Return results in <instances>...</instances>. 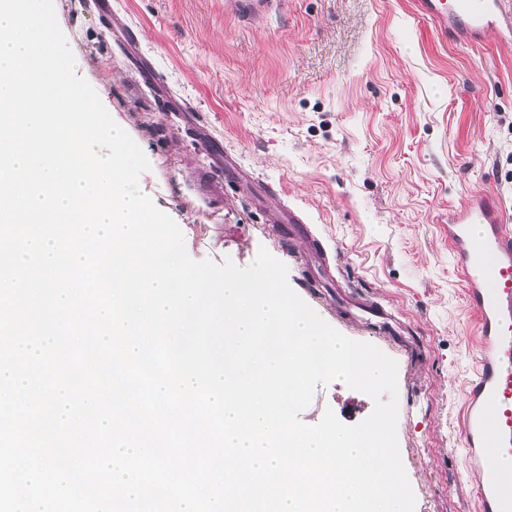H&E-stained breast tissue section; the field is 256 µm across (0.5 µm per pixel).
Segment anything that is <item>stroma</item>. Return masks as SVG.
Wrapping results in <instances>:
<instances>
[{
	"instance_id": "stroma-1",
	"label": "stroma",
	"mask_w": 512,
	"mask_h": 512,
	"mask_svg": "<svg viewBox=\"0 0 512 512\" xmlns=\"http://www.w3.org/2000/svg\"><path fill=\"white\" fill-rule=\"evenodd\" d=\"M76 72L150 162L140 191L197 260L267 248L326 322L398 364L397 438L415 512H472L459 423L477 348L448 253V211L486 191L512 219V45L443 39L413 0H54ZM141 33L128 41L125 30ZM320 252L288 245L281 206ZM328 261L334 287L308 282ZM383 304L397 332L338 316ZM372 399L317 385L300 420L356 424Z\"/></svg>"
}]
</instances>
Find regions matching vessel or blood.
Instances as JSON below:
<instances>
[{
  "instance_id": "1",
  "label": "vessel or blood",
  "mask_w": 512,
  "mask_h": 512,
  "mask_svg": "<svg viewBox=\"0 0 512 512\" xmlns=\"http://www.w3.org/2000/svg\"><path fill=\"white\" fill-rule=\"evenodd\" d=\"M416 7L443 35L459 23L476 41L512 31V0H417ZM448 247L480 346L463 413L476 512H512V472L497 467L512 462V226L479 193L449 210ZM342 312L366 325L392 321L379 303L365 306L353 296Z\"/></svg>"
}]
</instances>
